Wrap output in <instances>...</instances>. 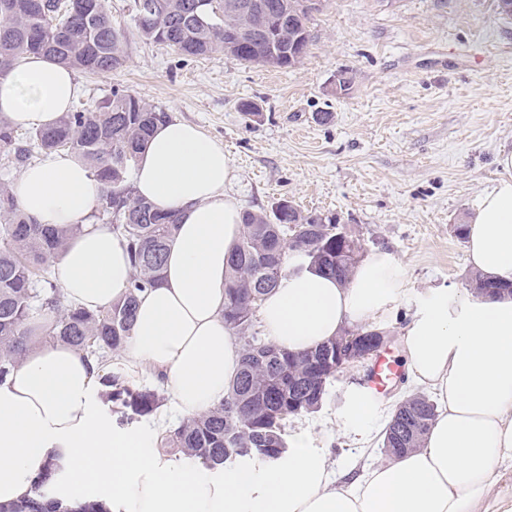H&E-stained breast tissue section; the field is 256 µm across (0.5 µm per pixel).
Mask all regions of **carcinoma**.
<instances>
[{"label": "carcinoma", "mask_w": 512, "mask_h": 512, "mask_svg": "<svg viewBox=\"0 0 512 512\" xmlns=\"http://www.w3.org/2000/svg\"><path fill=\"white\" fill-rule=\"evenodd\" d=\"M304 2L140 0L152 7L133 6L134 31L185 56L222 51L240 62L291 67L304 59L311 43ZM231 32L241 37L232 51L226 46ZM127 42L105 0H0V73L21 55L43 54L72 69L108 75L126 65ZM169 119V113L120 88L94 107L70 110L48 127L23 133L0 116V153L8 163L23 165L35 153L65 152L86 164L100 187V213L120 214L112 232L125 240L133 267L124 297L111 306L88 309L69 303L47 263L81 226L36 223L19 209L10 186L0 184V383L30 350L32 325L40 323L43 336L96 362L98 384L121 416L151 415L164 405L158 390L129 374L122 353L139 297L160 282L177 228L176 215L138 196L128 179L146 139ZM361 255L359 239L332 218L305 215L291 203L270 216L244 211L224 299V320L240 347L239 373L223 403L160 434V451L209 468L244 457L277 456L286 447L288 422L322 406L327 385L336 377V348L369 329H349L313 350L294 353L258 330L261 302L287 269L309 265L346 283ZM472 288L479 295L512 294V285L479 276ZM436 416L437 406L428 398L400 403L384 433L386 455L417 447ZM56 480L57 466L49 461L32 495L0 512H105L91 500L62 505L52 493Z\"/></svg>", "instance_id": "carcinoma-1"}]
</instances>
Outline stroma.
<instances>
[{
	"label": "stroma",
	"mask_w": 512,
	"mask_h": 512,
	"mask_svg": "<svg viewBox=\"0 0 512 512\" xmlns=\"http://www.w3.org/2000/svg\"><path fill=\"white\" fill-rule=\"evenodd\" d=\"M308 27V55L281 69L221 52L186 57L130 36L123 68L76 71L74 103L128 90L223 145L233 170L226 190L244 209L288 200L335 216L364 251L395 254L406 293L383 330L399 362L416 295L467 287L472 275L454 227L502 177L500 151L512 150V20L500 19L497 0H321ZM341 69L353 77L345 95L335 92ZM245 101L261 107L260 122L242 114ZM366 370H342L321 409L288 425L308 431L340 470L382 460L387 423L416 392L395 384L370 437L343 432L336 416Z\"/></svg>",
	"instance_id": "stroma-1"
}]
</instances>
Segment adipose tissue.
I'll use <instances>...</instances> for the list:
<instances>
[{"label": "adipose tissue", "mask_w": 512, "mask_h": 512, "mask_svg": "<svg viewBox=\"0 0 512 512\" xmlns=\"http://www.w3.org/2000/svg\"><path fill=\"white\" fill-rule=\"evenodd\" d=\"M74 72L25 55L0 73V115L45 127L74 98ZM503 176L478 197L466 230L468 264L512 282V150ZM232 167L222 145L197 126L159 124L139 153L138 196L178 216L162 279L145 292L125 350L130 370L147 365L177 418L223 402L240 367L238 340L224 320L228 258L242 207L226 193ZM18 206L41 224L79 226L53 262L66 296L109 306L126 289L125 241L91 214L100 189L75 158L53 153L13 184ZM405 270L389 251L370 252L348 285L313 271L285 273L259 320L279 347L300 353L399 313ZM406 373L430 388L439 411L421 447L384 464L330 467L307 431L275 460L245 458L221 470L174 464L155 429L121 430L96 408V374L82 354L46 342L0 383V504L27 498L48 458L58 495L92 498L108 512H479L499 468L512 467V297H474L455 284L427 289L403 330Z\"/></svg>", "instance_id": "1"}]
</instances>
